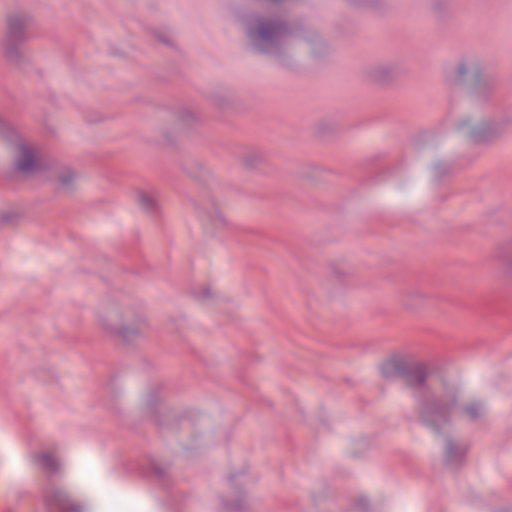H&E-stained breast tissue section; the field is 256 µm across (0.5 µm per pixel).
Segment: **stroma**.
Instances as JSON below:
<instances>
[{
    "instance_id": "obj_1",
    "label": "stroma",
    "mask_w": 512,
    "mask_h": 512,
    "mask_svg": "<svg viewBox=\"0 0 512 512\" xmlns=\"http://www.w3.org/2000/svg\"><path fill=\"white\" fill-rule=\"evenodd\" d=\"M0 0V512H512V0ZM7 144L14 156V159L17 161L18 156L25 153L27 145L24 136L22 133L17 131L13 126L5 123L3 118L0 119V144ZM16 161L1 164L0 173H11L16 168Z\"/></svg>"
}]
</instances>
